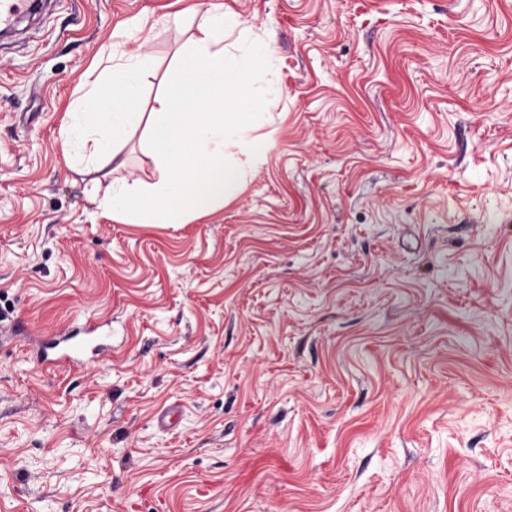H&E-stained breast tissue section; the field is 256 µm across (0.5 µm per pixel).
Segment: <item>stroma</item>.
<instances>
[{
  "mask_svg": "<svg viewBox=\"0 0 512 512\" xmlns=\"http://www.w3.org/2000/svg\"><path fill=\"white\" fill-rule=\"evenodd\" d=\"M197 2L53 0L0 43V512H512V0H224L274 50L262 160L120 223L143 127L112 177L62 131L108 57L151 58V112ZM75 325L110 349L39 364Z\"/></svg>",
  "mask_w": 512,
  "mask_h": 512,
  "instance_id": "obj_1",
  "label": "stroma"
}]
</instances>
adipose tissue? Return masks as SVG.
<instances>
[{
    "label": "adipose tissue",
    "mask_w": 512,
    "mask_h": 512,
    "mask_svg": "<svg viewBox=\"0 0 512 512\" xmlns=\"http://www.w3.org/2000/svg\"><path fill=\"white\" fill-rule=\"evenodd\" d=\"M196 9L202 14L199 34L180 54L154 112L140 110L150 59L135 55L108 66L69 115L63 156L74 168H105L131 129L146 126L158 180L114 183L103 201L113 220L185 224L216 212L243 189L259 159L251 139L255 115L249 96L253 75L269 69L270 49L225 45V31L236 25L223 0H200ZM230 148L239 149V156L227 157Z\"/></svg>",
    "instance_id": "ef3b65f1"
}]
</instances>
